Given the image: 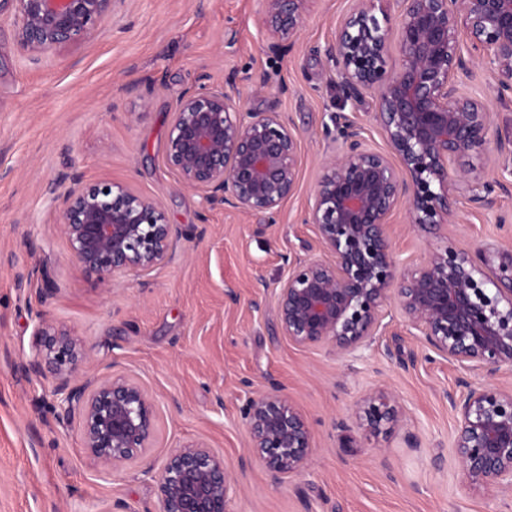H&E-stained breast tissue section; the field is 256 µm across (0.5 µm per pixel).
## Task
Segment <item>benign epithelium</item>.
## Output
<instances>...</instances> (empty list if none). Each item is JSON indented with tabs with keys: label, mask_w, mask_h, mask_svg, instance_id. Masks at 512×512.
<instances>
[{
	"label": "benign epithelium",
	"mask_w": 512,
	"mask_h": 512,
	"mask_svg": "<svg viewBox=\"0 0 512 512\" xmlns=\"http://www.w3.org/2000/svg\"><path fill=\"white\" fill-rule=\"evenodd\" d=\"M394 2L396 17L381 6ZM268 52L299 37L309 0H264ZM325 50L345 100L376 94V120L397 169L369 149L361 127L331 116L339 141L313 191L304 223L330 259H288L278 297L281 330L300 346L330 344L343 355L386 328L389 305L424 344L467 371L512 368V244L470 250L449 240L405 271L393 244L390 216L436 230L456 223L450 191L478 207L494 188L512 189V153L494 140L490 112L460 89L474 60L489 65L500 100L512 97V0H354ZM16 18V43L32 55L95 35L112 0H0ZM470 39L465 50L461 33ZM397 45L398 63L391 62ZM221 84L188 88L173 112L166 160L183 183L207 199L274 219L298 177L297 136L279 112L242 118L241 99ZM455 161V170L448 162ZM503 177L485 180L487 164ZM59 230L72 260L101 279L151 269L171 259L177 230L151 199L122 183L71 186L57 196ZM35 354L17 364L27 374L50 373L68 419H78L85 451L105 467L134 461L156 432L154 399L124 375L76 378L86 351L63 329L39 322ZM448 394L457 416L459 465L473 486L512 493V386L459 381ZM253 455L278 481L302 472L312 455L311 430L279 386L251 399L244 411ZM401 412L380 389L364 397L357 425L377 435ZM233 475L224 458L202 443L176 449L159 474L160 512H225Z\"/></svg>",
	"instance_id": "7a95c632"
}]
</instances>
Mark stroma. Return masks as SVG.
<instances>
[{
    "label": "stroma",
    "instance_id": "35a3bbf8",
    "mask_svg": "<svg viewBox=\"0 0 512 512\" xmlns=\"http://www.w3.org/2000/svg\"><path fill=\"white\" fill-rule=\"evenodd\" d=\"M351 0H309L303 30L285 52L265 51L262 0H114L97 34L38 55L15 41L0 11V512H160L157 479L170 453L203 441L234 472L226 512H512V496L470 486L452 448L448 403L461 378L512 383L428 360L401 316L353 354L290 342L278 320L285 257L314 246L304 221L323 163L337 154L330 116L355 117L368 144L386 150L375 96L343 101L325 49ZM463 87L483 101L502 142L512 141V101L499 100L485 63ZM236 78L246 112H280L298 137V182L275 223L211 204L166 163L167 133L182 93ZM287 92H280V85ZM119 182L159 203L179 235L163 266L101 280L71 262L56 197L66 185ZM477 207L455 195L456 224L427 232L391 222L408 268L454 240L500 243L512 192ZM27 276L17 280L16 270ZM68 330L89 355L80 376L108 364L138 377L158 408L151 448L106 468L88 456L77 423L59 418L51 378L24 374L40 320ZM415 361L401 366L386 348ZM278 384L312 432V461L273 481L251 456L242 410ZM387 391L400 423L376 436L355 424L358 402ZM418 447H410L409 437Z\"/></svg>",
    "mask_w": 512,
    "mask_h": 512
}]
</instances>
